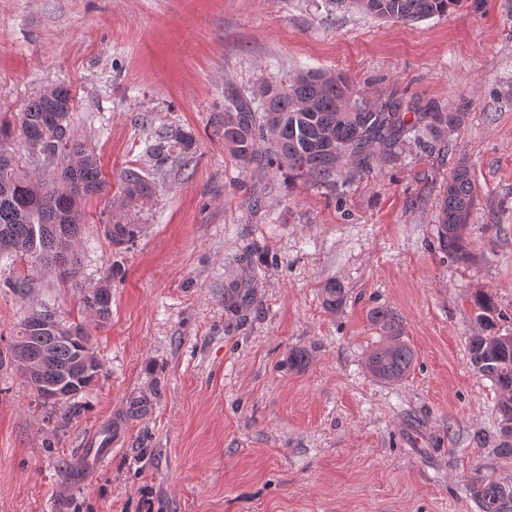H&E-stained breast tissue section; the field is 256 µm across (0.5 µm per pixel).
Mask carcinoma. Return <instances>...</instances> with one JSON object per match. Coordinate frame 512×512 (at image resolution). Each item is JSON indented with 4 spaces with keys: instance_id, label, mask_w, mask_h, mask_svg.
Returning a JSON list of instances; mask_svg holds the SVG:
<instances>
[{
    "instance_id": "1",
    "label": "carcinoma",
    "mask_w": 512,
    "mask_h": 512,
    "mask_svg": "<svg viewBox=\"0 0 512 512\" xmlns=\"http://www.w3.org/2000/svg\"><path fill=\"white\" fill-rule=\"evenodd\" d=\"M361 10L393 22H411L448 13L458 0H353ZM71 102L63 86L46 90L18 114L17 124L0 121V235L10 240L16 256L45 268L60 270L72 278L77 273L79 254L74 240L82 221L81 204L107 188L96 156L68 127ZM460 114L428 107L406 120L401 103L393 100L371 103L353 90L349 78L308 71L283 84L262 90V102L245 93L224 99V150L240 167L287 170L313 186L336 187L342 165L352 161L360 168L370 166L375 155L385 161L398 160L400 149L412 144L429 147L427 136L438 137L457 124ZM188 152L194 145L188 132L161 136L148 145L156 163L169 157L171 144ZM32 158L38 157L52 170L32 175L22 169L21 157L13 145ZM124 193L140 196L148 192L145 177L136 169L123 171ZM475 204V191L468 170L459 168L442 199L439 213L443 247L454 259L468 263L472 251L462 230ZM137 224H114L107 239L115 246L134 240ZM342 288L330 282L325 287V306L342 305ZM471 303L481 331L468 345L469 363L499 388L497 412L507 440L504 450L512 452V335L494 331L492 315L496 303L491 293L477 289ZM84 310L100 323L108 320L112 290L101 286L100 293L83 294ZM53 319L46 327L43 319ZM372 322L384 334L383 343L367 357V368L376 378L398 382L414 363V351L399 318L391 311L371 313ZM93 349L91 337L82 324L60 319L55 308L43 305L18 325L7 352L0 351V366L13 365L37 396L56 386L70 396L60 400L65 417L79 412L75 398L95 384L99 362L84 360L85 349ZM504 495L501 487L488 484L481 489L486 512H496Z\"/></svg>"
}]
</instances>
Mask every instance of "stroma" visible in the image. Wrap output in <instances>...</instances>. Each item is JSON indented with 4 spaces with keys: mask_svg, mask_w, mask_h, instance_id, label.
<instances>
[{
    "mask_svg": "<svg viewBox=\"0 0 512 512\" xmlns=\"http://www.w3.org/2000/svg\"><path fill=\"white\" fill-rule=\"evenodd\" d=\"M309 69L460 121L433 152L347 165L332 191L238 167L225 92ZM59 85L107 189L84 205L74 281L0 257V350L48 303L83 324L101 371L79 414L50 420L0 366V512H484V483L512 491L498 390L467 354L475 289L512 335V0L410 23L352 0H0V117ZM176 128L192 153L155 166L147 145ZM461 162L468 264L438 238ZM131 166L147 195L122 193ZM105 224L142 231L118 248ZM15 276L26 293L5 286ZM103 283L101 324L82 295ZM381 307L415 352L397 383L366 368ZM93 434L114 445L90 473Z\"/></svg>",
    "mask_w": 512,
    "mask_h": 512,
    "instance_id": "stroma-1",
    "label": "stroma"
}]
</instances>
